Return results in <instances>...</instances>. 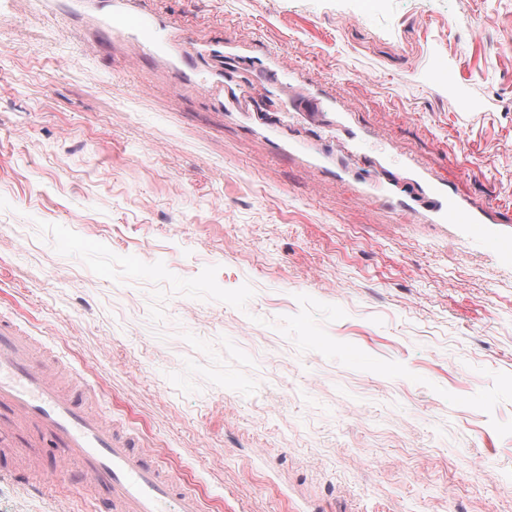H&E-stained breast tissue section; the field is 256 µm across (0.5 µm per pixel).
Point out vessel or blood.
I'll use <instances>...</instances> for the list:
<instances>
[{
  "instance_id": "1",
  "label": "vessel or blood",
  "mask_w": 512,
  "mask_h": 512,
  "mask_svg": "<svg viewBox=\"0 0 512 512\" xmlns=\"http://www.w3.org/2000/svg\"><path fill=\"white\" fill-rule=\"evenodd\" d=\"M110 30L139 23L136 0H112ZM328 98L316 90L291 96L290 111L321 124ZM413 201L434 224H512V209L477 205L451 195L406 162ZM58 357L16 323L0 319V472L53 452L55 462L77 470L98 493L99 512H202L192 490L174 482L159 461L139 448L132 434L107 421L92 404L93 391L81 373L62 390Z\"/></svg>"
}]
</instances>
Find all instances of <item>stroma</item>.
Here are the masks:
<instances>
[{"label": "stroma", "instance_id": "35a3bbf8", "mask_svg": "<svg viewBox=\"0 0 512 512\" xmlns=\"http://www.w3.org/2000/svg\"><path fill=\"white\" fill-rule=\"evenodd\" d=\"M102 3L0 0V315L203 512H512L503 232L363 195L286 109L512 206V0H138L146 37ZM96 496L0 474V512ZM330 100L318 90H307L290 96L288 111L298 112L302 119L312 125H321Z\"/></svg>", "mask_w": 512, "mask_h": 512}]
</instances>
